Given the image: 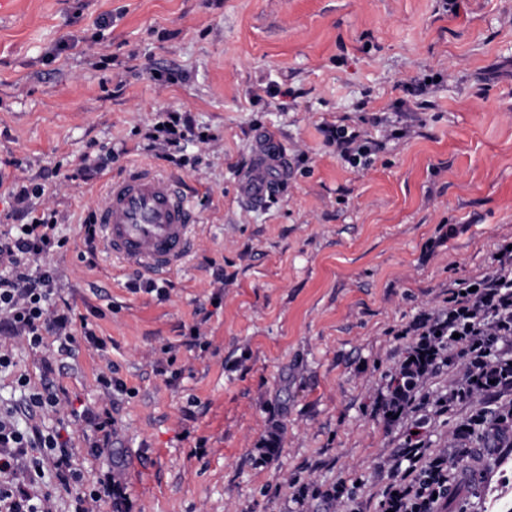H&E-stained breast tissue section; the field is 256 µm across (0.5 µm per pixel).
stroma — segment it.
Wrapping results in <instances>:
<instances>
[{"instance_id":"stroma-1","label":"stroma","mask_w":512,"mask_h":512,"mask_svg":"<svg viewBox=\"0 0 512 512\" xmlns=\"http://www.w3.org/2000/svg\"><path fill=\"white\" fill-rule=\"evenodd\" d=\"M457 4L0 0V230L21 221L17 187H41L29 206L54 211L68 240L46 262L106 343L66 354L50 336L36 355L11 340L0 405L20 401V374L62 390L42 423L78 440L111 402L132 512H294L296 485L354 476V497L306 512H379L406 427L374 401L405 331L512 239V0ZM423 73L438 82L408 95ZM164 110L207 140L187 138L170 161L147 149L140 132ZM374 115L383 124L366 126ZM336 125L380 143L371 166L338 156L324 132ZM263 136L286 149L288 181L255 206L241 184ZM135 165L182 178L199 216L157 293L133 290L147 273L83 244L105 180ZM195 324L204 345L190 349ZM110 368L126 392L101 387ZM478 408L453 406L425 430L459 473L447 512H512V450L478 432L469 457L452 447Z\"/></svg>"}]
</instances>
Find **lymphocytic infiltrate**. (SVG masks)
<instances>
[{"instance_id": "obj_1", "label": "lymphocytic infiltrate", "mask_w": 512, "mask_h": 512, "mask_svg": "<svg viewBox=\"0 0 512 512\" xmlns=\"http://www.w3.org/2000/svg\"><path fill=\"white\" fill-rule=\"evenodd\" d=\"M65 245L50 211L0 234V317L33 351L49 336L69 344L79 336L94 347L103 344L91 330L78 329L75 316L53 307L59 290L55 271L44 260ZM497 253L490 272L449 284L445 317L423 315L413 323L417 340L397 361L395 379L380 397L384 412L399 416L432 407L442 413L449 404L478 396L485 406L470 415L466 430L512 427V410L504 413L494 407L502 392L512 390V362L497 355L500 346L512 345V248L503 244ZM441 363L464 369L462 383L449 387L446 403L430 404L427 396L399 389L395 383L409 372L426 379ZM17 386L24 395L21 410L0 408V512H52L51 495L44 491L49 484L70 496L72 512H97L104 503L113 512H130L111 472L87 483L73 463L78 450L70 439L60 430L33 423V416L56 409L57 393L32 389L23 375ZM423 429V422H416L406 436L402 464L379 494L382 512H440L453 493L448 459L428 452Z\"/></svg>"}]
</instances>
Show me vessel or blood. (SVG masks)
<instances>
[{"label":"vessel or blood","instance_id":"obj_1","mask_svg":"<svg viewBox=\"0 0 512 512\" xmlns=\"http://www.w3.org/2000/svg\"><path fill=\"white\" fill-rule=\"evenodd\" d=\"M286 154L264 140L245 180L244 199L264 204L275 195ZM106 200L97 211L105 249L119 263L146 273L170 275L189 253L198 214L185 182L173 175L133 167L105 184Z\"/></svg>","mask_w":512,"mask_h":512}]
</instances>
